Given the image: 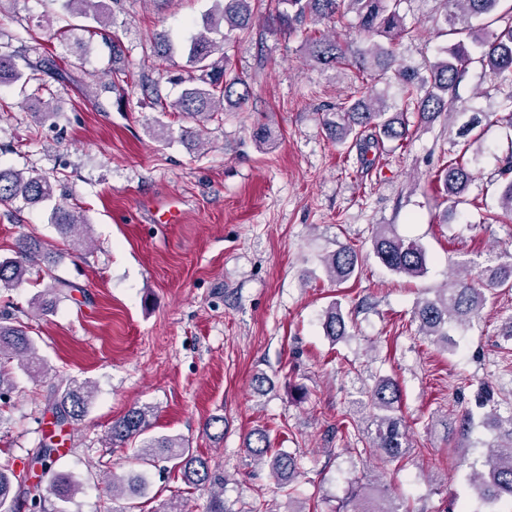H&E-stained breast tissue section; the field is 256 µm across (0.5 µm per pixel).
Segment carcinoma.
Returning a JSON list of instances; mask_svg holds the SVG:
<instances>
[{
	"label": "carcinoma",
	"instance_id": "1",
	"mask_svg": "<svg viewBox=\"0 0 512 512\" xmlns=\"http://www.w3.org/2000/svg\"><path fill=\"white\" fill-rule=\"evenodd\" d=\"M212 6L202 15L201 29L179 45L162 35L156 37V54L167 61L179 55L185 59V70L176 69L169 80L188 83L180 97L171 104L163 102L156 86L142 85L145 105L166 111L171 108L198 123L208 122L226 107L244 105L251 88L238 72L224 46L231 41L249 36L256 25L253 0H211ZM444 5L443 22L452 30H467L471 17L492 13L500 0H440ZM400 0H277L276 20L279 29L290 36L302 38L312 61L325 69H336L348 61L358 72L360 84L350 100L334 112L322 113L328 134L337 142L352 141L359 160L369 163L367 155L381 139L403 142L408 139L406 113L416 112L421 121L431 123L440 117L452 116L456 111L457 89L467 67L478 62L494 78L512 84V17L500 31H487L474 38L479 49L473 57L462 43L445 49V56L425 65L426 74L405 66L396 53V46L409 28L399 12ZM63 11L78 15L101 27L107 25L108 7L105 0H61ZM350 13L358 19V27L368 45L350 50L338 39L336 30L320 34L314 26L322 21L335 24ZM384 37L383 44L377 38ZM19 55L0 48V87L17 82L24 84L30 76L39 73L62 75L54 61L45 55L30 59L23 57L25 67L18 63ZM376 72L392 74L401 84V104L388 105L373 95L364 80L365 74ZM481 114L472 113L459 128L461 141L454 157L443 166L436 183L440 192L460 204L473 181L466 155L482 136ZM500 205L512 214V152L502 160L497 171ZM54 196V183L49 177L31 171L0 168V205L17 202L36 205ZM51 223L73 249L82 247L88 224L82 215L62 206L53 209ZM373 250L380 262L392 273L420 277L427 270V253L414 240L401 237L393 224H378L372 238ZM16 258L0 262V288L15 289L31 280V276L44 283V289L34 296L30 305L37 315L53 310L56 301L67 295L75 285L53 273L58 254L46 241L31 235H22L16 241ZM361 258L358 251L343 244L323 258L327 277L341 285L356 277ZM512 288V253L501 252L489 258L477 275L467 268L456 272L434 298L416 302L414 318L419 332L436 344L452 343L450 331L467 327L480 318L487 301L486 292L496 288ZM324 335L336 342L350 335L349 313L338 301L328 305L323 314ZM14 362L33 382L46 377L44 359L38 353L35 341L26 330L13 324L7 315L0 317V398L18 390L7 364ZM94 399L88 382L72 380L59 385L46 396L47 411L54 426H65L83 420ZM401 389L390 377L378 379L366 392L361 406L372 411L374 431L368 433L369 451L388 461L402 458L411 447L400 413ZM155 410L150 405H134L112 422L109 439L112 445L133 448L138 465L144 468L171 464L184 483L192 486L216 484L208 461L194 454L182 438L169 436L149 437L151 419ZM500 429L495 440L488 443L490 452L485 460L487 471H475L470 481L475 495L483 502L494 503L504 497L512 499V415L495 416ZM244 450L254 461L269 467L279 485L286 488L299 475L296 456L287 452L270 453V440L266 431L253 429L245 437ZM56 449L41 442L29 450L31 462L41 467V478L29 483L26 471L15 468L13 458L0 457V512H17L21 506L32 503L34 512H46L48 497L68 501L80 490V484L68 474L54 469ZM112 497L124 491L132 496L145 494L143 473L127 477L112 475ZM367 497L361 490L352 492L348 502L352 508L341 506L342 512H399V506L378 503L365 505Z\"/></svg>",
	"mask_w": 512,
	"mask_h": 512
}]
</instances>
